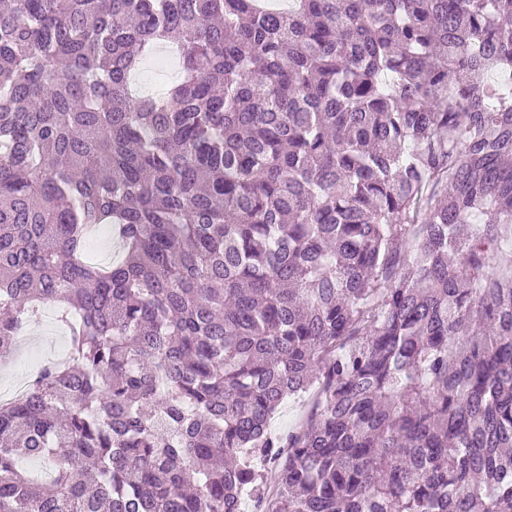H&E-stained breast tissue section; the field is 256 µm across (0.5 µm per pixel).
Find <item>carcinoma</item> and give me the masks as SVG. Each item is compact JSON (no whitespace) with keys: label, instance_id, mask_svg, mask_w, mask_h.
I'll use <instances>...</instances> for the list:
<instances>
[{"label":"carcinoma","instance_id":"cac0c4a2","mask_svg":"<svg viewBox=\"0 0 512 512\" xmlns=\"http://www.w3.org/2000/svg\"><path fill=\"white\" fill-rule=\"evenodd\" d=\"M508 242L512 0H4L0 512H512ZM166 52L171 53L168 46L157 47L145 62L144 68L135 75L133 88L136 93L157 95L178 79L179 70L172 58L167 66L159 62V57ZM55 306H44L37 318L24 331L28 341L22 353L14 361L12 370L5 373L0 367V389L8 391L15 384L27 381L37 367L68 350V336L62 329ZM305 412L306 403L303 399H286L271 421V430L273 432L287 431L288 428L296 425L303 419Z\"/></svg>","mask_w":512,"mask_h":512}]
</instances>
